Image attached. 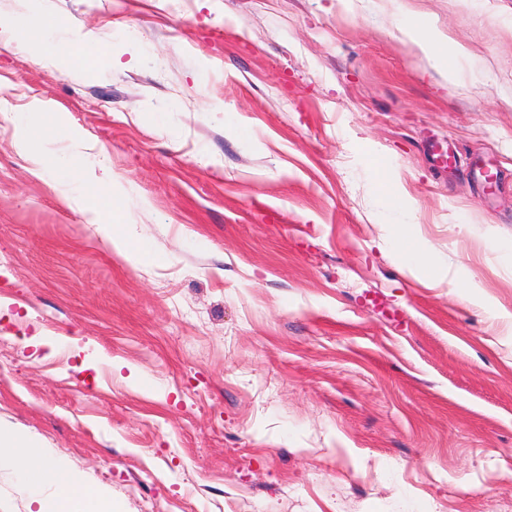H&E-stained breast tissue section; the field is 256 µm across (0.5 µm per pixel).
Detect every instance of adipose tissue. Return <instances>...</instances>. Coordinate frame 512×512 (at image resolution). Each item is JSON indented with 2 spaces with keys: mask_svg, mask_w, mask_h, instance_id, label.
Listing matches in <instances>:
<instances>
[{
  "mask_svg": "<svg viewBox=\"0 0 512 512\" xmlns=\"http://www.w3.org/2000/svg\"><path fill=\"white\" fill-rule=\"evenodd\" d=\"M18 23L26 30L27 42L36 51L37 59L47 65H58L77 58L86 66L94 65L93 55L87 48L93 43L92 35H85L83 45H75L68 38L69 20L57 18L54 25L45 28L19 18ZM426 56L432 59L438 71L448 82H455L456 68L448 55L440 50V36L428 26L414 21L405 28ZM48 112L39 100H31L26 111L0 114V120L10 124L14 131L15 147L29 163V171L36 176L59 175L58 185L69 205L86 215L88 224L95 232L110 240L119 253L138 256V249L126 239L113 236L112 212L105 205L91 202L85 192L87 183H96L101 190L112 186V170L105 160L89 163L82 150L84 138L72 133L69 139L75 148L65 153L35 149L33 137L42 126ZM12 472L26 488L38 512H112V503L105 494L95 488L82 486L73 480L67 468L50 461L46 452L37 450L30 436L0 428V471Z\"/></svg>",
  "mask_w": 512,
  "mask_h": 512,
  "instance_id": "adipose-tissue-1",
  "label": "adipose tissue"
}]
</instances>
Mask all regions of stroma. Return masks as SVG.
Wrapping results in <instances>:
<instances>
[{
	"label": "stroma",
	"mask_w": 512,
	"mask_h": 512,
	"mask_svg": "<svg viewBox=\"0 0 512 512\" xmlns=\"http://www.w3.org/2000/svg\"><path fill=\"white\" fill-rule=\"evenodd\" d=\"M20 15L95 67L36 64ZM35 98L150 250L0 123V425L114 512H512V0H0V105ZM405 34L412 39L426 56L435 62L438 71L445 80L454 83L456 80V68L448 54L440 51V36L428 26L418 21L409 23L405 28ZM48 113L46 105L39 100H31L26 112H1L3 121L10 124L14 131L15 147L29 163V172L35 176L45 174H63L58 181L60 192L71 207L86 215L87 224L94 227L107 239L119 253L135 258L140 257L138 249L122 237L112 234V210L104 204L91 202L85 192L89 182H95L99 189L112 192V169L105 159H99L93 166L89 165L84 148V137L72 133L69 140L76 144V149L65 153L37 150L33 147L35 132L42 126ZM391 240L394 253L410 269H423L428 266L437 267L440 260L423 246L413 242L405 232V224H393Z\"/></svg>",
	"instance_id": "stroma-1"
}]
</instances>
